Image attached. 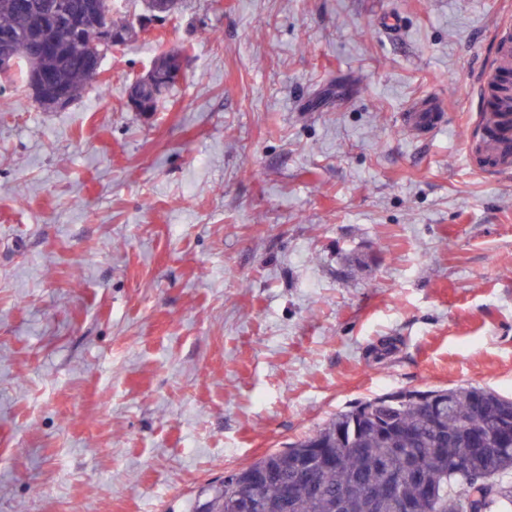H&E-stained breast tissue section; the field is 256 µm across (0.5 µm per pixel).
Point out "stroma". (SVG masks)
<instances>
[{
  "label": "stroma",
  "instance_id": "35a3bbf8",
  "mask_svg": "<svg viewBox=\"0 0 512 512\" xmlns=\"http://www.w3.org/2000/svg\"><path fill=\"white\" fill-rule=\"evenodd\" d=\"M180 2L65 110L0 76V512H187L359 401L512 398V169L466 152L512 0ZM441 103L428 98L404 114L405 128L417 135H431L443 125Z\"/></svg>",
  "mask_w": 512,
  "mask_h": 512
}]
</instances>
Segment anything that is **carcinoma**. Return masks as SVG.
<instances>
[{"label": "carcinoma", "instance_id": "obj_1", "mask_svg": "<svg viewBox=\"0 0 512 512\" xmlns=\"http://www.w3.org/2000/svg\"><path fill=\"white\" fill-rule=\"evenodd\" d=\"M15 2L0 0V33H13L19 47L35 34L49 32L54 41L40 58L19 56L18 78L27 81L30 70L41 66L53 72L57 84L80 94L95 54L92 36L77 40L46 29L43 0H29L26 10ZM101 8L113 29L135 35L133 23L112 16V0H101ZM504 408L512 412V398L475 386L405 390L359 401L287 448L207 485L188 512H201L202 505L207 512H235L243 477L252 478L251 491L262 500L263 512H395L389 479L410 467L414 476L399 493L412 504L411 512H465V502L483 490V512H512V447L501 442ZM474 437L486 451H473ZM333 454L337 466L322 464ZM461 460L468 462L465 471L455 469ZM309 463L317 492L296 478ZM268 471L292 481L288 508L281 507L280 484L267 479Z\"/></svg>", "mask_w": 512, "mask_h": 512}]
</instances>
